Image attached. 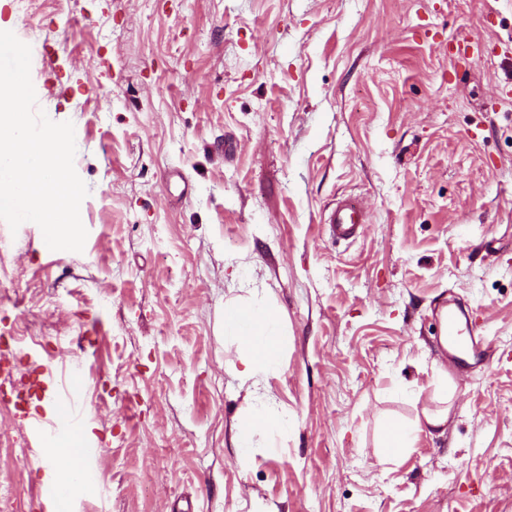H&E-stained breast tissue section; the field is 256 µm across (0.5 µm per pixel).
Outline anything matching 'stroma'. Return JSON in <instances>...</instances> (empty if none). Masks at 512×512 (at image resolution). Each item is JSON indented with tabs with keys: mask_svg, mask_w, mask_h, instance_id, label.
<instances>
[{
	"mask_svg": "<svg viewBox=\"0 0 512 512\" xmlns=\"http://www.w3.org/2000/svg\"><path fill=\"white\" fill-rule=\"evenodd\" d=\"M0 28L89 189L82 251L0 220L15 385L78 370L98 482L70 512H512V0H0ZM252 296L285 333L256 386L219 333ZM451 299L488 367L443 356ZM443 388L444 434L378 457ZM258 400L287 423L245 465ZM29 441L0 403V512L68 466ZM368 215L363 203L354 198L336 202L324 216V224L331 239L336 242L355 240L359 229L367 224Z\"/></svg>",
	"mask_w": 512,
	"mask_h": 512,
	"instance_id": "stroma-1",
	"label": "stroma"
}]
</instances>
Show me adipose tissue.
Wrapping results in <instances>:
<instances>
[{
  "label": "adipose tissue",
  "instance_id": "1",
  "mask_svg": "<svg viewBox=\"0 0 512 512\" xmlns=\"http://www.w3.org/2000/svg\"><path fill=\"white\" fill-rule=\"evenodd\" d=\"M224 334L234 339L240 349V367L237 377L244 382H259L268 372L282 364L283 329L275 310L255 301H234L224 306ZM448 420L447 411L422 409L413 429L387 424L376 446L377 454L398 456L409 446L415 433L438 431ZM284 421L263 404L253 405L249 414L238 425L235 439L242 460H249L253 451V435L259 429H274Z\"/></svg>",
  "mask_w": 512,
  "mask_h": 512
}]
</instances>
